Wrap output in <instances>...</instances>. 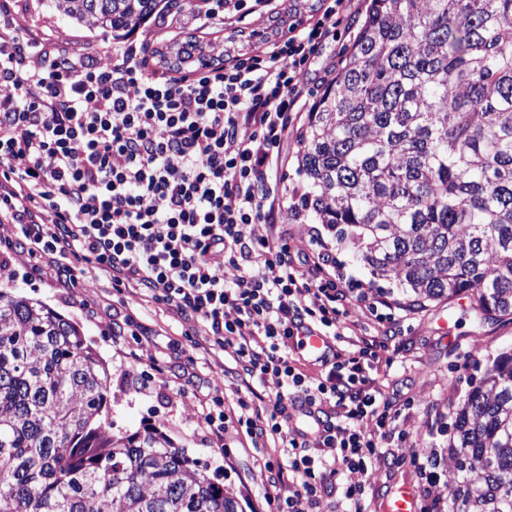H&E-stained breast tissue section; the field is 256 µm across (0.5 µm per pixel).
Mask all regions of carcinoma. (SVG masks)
Returning a JSON list of instances; mask_svg holds the SVG:
<instances>
[{
	"label": "carcinoma",
	"mask_w": 512,
	"mask_h": 512,
	"mask_svg": "<svg viewBox=\"0 0 512 512\" xmlns=\"http://www.w3.org/2000/svg\"><path fill=\"white\" fill-rule=\"evenodd\" d=\"M161 2L49 0L104 34ZM157 56L178 70L206 54L189 40ZM298 140L293 220L418 301L512 315V0H370ZM110 395L75 324L0 290V512H238L157 428L114 434ZM447 432L451 512H512V353L470 382Z\"/></svg>",
	"instance_id": "cac0c4a2"
}]
</instances>
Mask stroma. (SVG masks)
<instances>
[{
    "label": "stroma",
    "mask_w": 512,
    "mask_h": 512,
    "mask_svg": "<svg viewBox=\"0 0 512 512\" xmlns=\"http://www.w3.org/2000/svg\"><path fill=\"white\" fill-rule=\"evenodd\" d=\"M325 4L326 0H271L268 7L243 21L228 18L206 28L200 24L205 0H170L130 39L155 51L176 47L193 36L205 43L210 56L230 62L266 52L287 36L289 26L316 18ZM365 4L366 0H346L340 37L307 74L311 97H318L335 77ZM14 11L18 24L45 45L69 47L91 61L113 41L112 35L52 15L47 0H15ZM322 237L336 259L338 273L394 298L397 309L389 328L403 349L402 361L379 367L375 374L381 390L400 410L390 445L393 458L363 473L344 472L339 480L364 484L368 512H384L387 498L400 486L419 492L423 483L419 466L432 462L436 468L430 500L437 512H448V492L458 472L448 456L446 427L471 379L480 377L498 355L512 351V316L478 321L462 297L412 302L395 283L374 278L337 244L330 231H323ZM30 266L26 254L14 251L10 271L0 274V288L40 301L79 325L112 375L114 432L131 434L150 425L157 427L233 494L239 512H266L264 495L270 475L262 462L281 456L280 443L270 441L255 448L245 438L231 437L225 447L211 448L204 443L197 421L201 403L236 388L235 364L220 352L192 348L190 337L172 314L118 293L108 275H98L92 283L83 278L64 282L52 274H31ZM427 501L417 500V512H424Z\"/></svg>",
    "instance_id": "stroma-1"
}]
</instances>
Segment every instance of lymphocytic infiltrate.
<instances>
[{
	"label": "lymphocytic infiltrate",
	"instance_id": "lymphocytic-infiltrate-1",
	"mask_svg": "<svg viewBox=\"0 0 512 512\" xmlns=\"http://www.w3.org/2000/svg\"><path fill=\"white\" fill-rule=\"evenodd\" d=\"M344 4L328 0L266 54L153 77L143 49L130 44L93 63L42 47L25 36L12 0H0V224L12 230L1 245H23L36 274L43 257L73 279L107 274L114 289L201 328L245 376L275 377L276 396L238 393L230 414L217 394L199 414L219 448L230 431L256 448L280 440L283 457L263 466L288 493L267 497L270 512H314L335 493L350 512H365L364 485L337 475L385 459L398 413L371 367L393 365L399 346L342 318L353 299L376 322L392 319L390 298L335 273L318 234L314 252L295 259L282 229L279 147L310 106L304 78L336 40ZM254 224L267 233L252 235ZM310 326L339 344L317 377L290 357V339ZM296 405L309 430L289 429Z\"/></svg>",
	"mask_w": 512,
	"mask_h": 512
}]
</instances>
